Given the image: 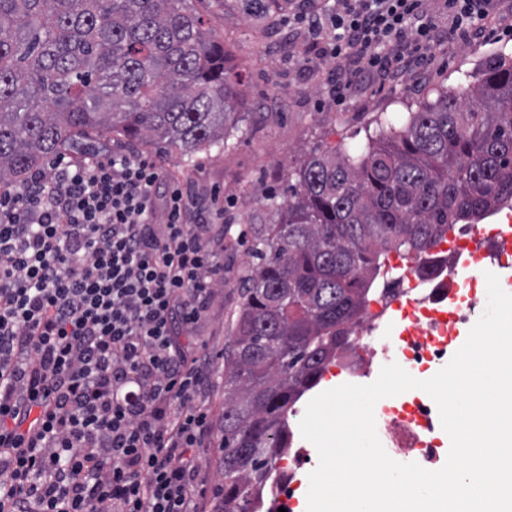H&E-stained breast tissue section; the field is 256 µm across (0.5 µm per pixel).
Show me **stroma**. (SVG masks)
Wrapping results in <instances>:
<instances>
[{
	"mask_svg": "<svg viewBox=\"0 0 512 512\" xmlns=\"http://www.w3.org/2000/svg\"><path fill=\"white\" fill-rule=\"evenodd\" d=\"M500 15L493 32L462 39L443 31L434 57L421 75L384 84L356 81L349 103L339 106L321 93L325 64L303 63L302 46L288 28V4L267 9L264 0H189L212 35L223 41L230 70L241 78L239 111L244 120L229 149L209 152L192 169L178 155L161 158L165 177L201 189H219L233 202L226 215L232 228L224 237V282L214 290L206 320L196 331L212 362L208 409L224 410V364L228 320L240 301L239 275L252 261L246 237L249 222H262L264 196L282 191L288 174L312 149L365 143L367 135L397 125L407 108L437 90L468 83L483 59L497 50L512 52V0H496Z\"/></svg>",
	"mask_w": 512,
	"mask_h": 512,
	"instance_id": "35a3bbf8",
	"label": "stroma"
}]
</instances>
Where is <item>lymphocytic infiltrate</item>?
<instances>
[{
  "label": "lymphocytic infiltrate",
  "instance_id": "obj_1",
  "mask_svg": "<svg viewBox=\"0 0 512 512\" xmlns=\"http://www.w3.org/2000/svg\"><path fill=\"white\" fill-rule=\"evenodd\" d=\"M491 2L442 0L465 38ZM426 3L336 0L288 22L343 104L351 64L415 73L436 38ZM224 210L127 149L0 188V512H201L209 360L186 338L224 278L208 244Z\"/></svg>",
  "mask_w": 512,
  "mask_h": 512
}]
</instances>
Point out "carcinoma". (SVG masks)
<instances>
[{
	"mask_svg": "<svg viewBox=\"0 0 512 512\" xmlns=\"http://www.w3.org/2000/svg\"><path fill=\"white\" fill-rule=\"evenodd\" d=\"M224 43L188 0H0V182L84 152L107 131L184 165L240 130ZM253 263L224 353L211 512H263L289 416L349 347L388 252H427L459 224L512 207V56L424 100L364 148L312 152Z\"/></svg>",
	"mask_w": 512,
	"mask_h": 512,
	"instance_id": "carcinoma-1",
	"label": "carcinoma"
}]
</instances>
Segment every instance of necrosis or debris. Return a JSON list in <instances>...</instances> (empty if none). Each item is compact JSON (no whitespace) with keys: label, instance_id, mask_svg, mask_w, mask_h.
<instances>
[{"label":"necrosis or debris","instance_id":"1","mask_svg":"<svg viewBox=\"0 0 512 512\" xmlns=\"http://www.w3.org/2000/svg\"><path fill=\"white\" fill-rule=\"evenodd\" d=\"M490 268H512L511 224H463L422 257L392 256L382 291L336 361L341 372L365 377L395 358L413 373L440 364L453 332L479 314L477 280ZM376 428L391 458L411 455L426 469L438 461L432 408L426 402L383 406Z\"/></svg>","mask_w":512,"mask_h":512}]
</instances>
